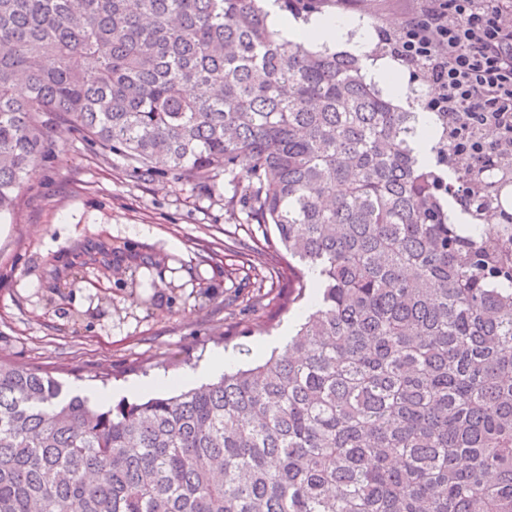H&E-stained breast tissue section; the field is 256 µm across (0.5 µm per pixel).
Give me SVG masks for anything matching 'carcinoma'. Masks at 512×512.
Listing matches in <instances>:
<instances>
[{"mask_svg":"<svg viewBox=\"0 0 512 512\" xmlns=\"http://www.w3.org/2000/svg\"><path fill=\"white\" fill-rule=\"evenodd\" d=\"M431 116L422 162L417 113L261 0H0V218L64 125L224 176L315 300L281 354L164 397L0 364V512H512V153L460 167Z\"/></svg>","mask_w":512,"mask_h":512,"instance_id":"obj_1","label":"carcinoma"}]
</instances>
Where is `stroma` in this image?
I'll return each mask as SVG.
<instances>
[{
	"label": "stroma",
	"mask_w": 512,
	"mask_h": 512,
	"mask_svg": "<svg viewBox=\"0 0 512 512\" xmlns=\"http://www.w3.org/2000/svg\"><path fill=\"white\" fill-rule=\"evenodd\" d=\"M423 0H361L350 17L397 27ZM231 186L143 178L122 157L57 127L0 220V363L35 367L65 390L129 388L195 373L227 352L237 367L282 350L301 302L273 226L229 210ZM142 286L128 288V271Z\"/></svg>",
	"instance_id": "obj_1"
}]
</instances>
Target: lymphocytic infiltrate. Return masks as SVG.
<instances>
[{
    "label": "lymphocytic infiltrate",
    "mask_w": 512,
    "mask_h": 512,
    "mask_svg": "<svg viewBox=\"0 0 512 512\" xmlns=\"http://www.w3.org/2000/svg\"><path fill=\"white\" fill-rule=\"evenodd\" d=\"M382 40L434 87L431 111L495 130L512 151V0H425Z\"/></svg>",
    "instance_id": "lymphocytic-infiltrate-1"
}]
</instances>
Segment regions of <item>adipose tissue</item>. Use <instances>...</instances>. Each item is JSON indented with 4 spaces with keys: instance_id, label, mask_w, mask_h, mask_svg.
Here are the masks:
<instances>
[{
    "instance_id": "obj_1",
    "label": "adipose tissue",
    "mask_w": 512,
    "mask_h": 512,
    "mask_svg": "<svg viewBox=\"0 0 512 512\" xmlns=\"http://www.w3.org/2000/svg\"><path fill=\"white\" fill-rule=\"evenodd\" d=\"M268 24L285 42L307 41L313 46H329L345 50L362 58L369 80L382 85L396 100L406 97L408 78L398 64L373 53L374 35L363 23L352 18L315 16L306 21L284 15L275 0L266 4Z\"/></svg>"
}]
</instances>
